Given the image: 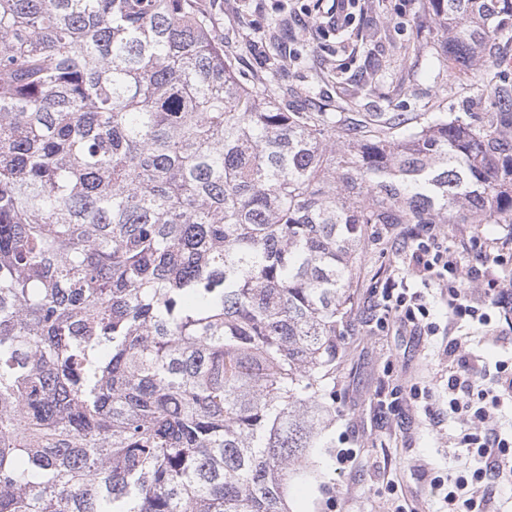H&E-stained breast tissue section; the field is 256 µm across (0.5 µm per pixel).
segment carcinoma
I'll list each match as a JSON object with an SVG mask.
<instances>
[{"label":"carcinoma","instance_id":"cac0c4a2","mask_svg":"<svg viewBox=\"0 0 512 512\" xmlns=\"http://www.w3.org/2000/svg\"><path fill=\"white\" fill-rule=\"evenodd\" d=\"M479 68L512 0H427ZM493 109L368 125L238 80L196 0H0V512H291L379 224H512Z\"/></svg>","mask_w":512,"mask_h":512}]
</instances>
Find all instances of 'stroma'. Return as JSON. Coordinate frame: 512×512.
<instances>
[{
    "mask_svg": "<svg viewBox=\"0 0 512 512\" xmlns=\"http://www.w3.org/2000/svg\"><path fill=\"white\" fill-rule=\"evenodd\" d=\"M213 33L245 82L266 80V92L292 112H343L363 119L390 112L417 117L428 105L464 115L490 104V80L512 67V39L502 40L495 57L468 72L438 56L439 33L425 11L426 0H359L354 23L330 26L334 0H322L321 17L307 16L310 0H197ZM383 31L369 40L370 27ZM377 76H370L373 63ZM441 235L463 265L496 257L497 274L512 280V226L442 224ZM410 225L366 240L355 279L353 331L342 342L336 372V425L330 447L315 451L310 473L292 483L294 512H439L437 476L473 465L457 446L460 424L445 415L448 376L456 362L448 342L458 338L482 358L486 372L512 354V332L449 320L438 288L427 289L438 335L422 336L377 318L381 288L403 275L402 253ZM425 388L443 413L430 423L411 386ZM398 392L395 407L384 400ZM354 454L342 465L343 451Z\"/></svg>",
    "mask_w": 512,
    "mask_h": 512,
    "instance_id": "obj_1",
    "label": "stroma"
}]
</instances>
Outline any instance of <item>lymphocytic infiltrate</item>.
<instances>
[{
  "label": "lymphocytic infiltrate",
  "instance_id": "1",
  "mask_svg": "<svg viewBox=\"0 0 512 512\" xmlns=\"http://www.w3.org/2000/svg\"><path fill=\"white\" fill-rule=\"evenodd\" d=\"M414 244L404 252L403 261L410 268L412 280H391L382 291V322L407 325L425 336L437 333L429 320L424 286L437 285L452 319H469L487 326L497 312L512 306V291L502 288L491 269L461 265L445 245L434 225H417L412 233ZM486 279L489 293L472 291L476 278ZM461 371L448 380V411L458 415L463 430L458 445L477 465L458 474L435 477L433 486L441 490L446 512H481L478 498L489 480L512 472V433L505 434L487 426L486 421L504 402L512 398V358L498 361L494 387L485 386L481 370L461 356Z\"/></svg>",
  "mask_w": 512,
  "mask_h": 512
}]
</instances>
